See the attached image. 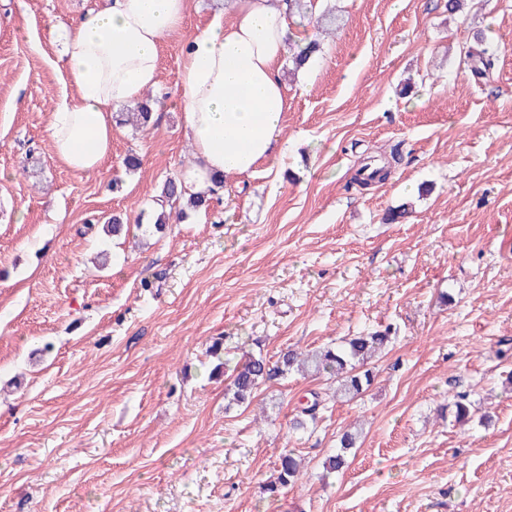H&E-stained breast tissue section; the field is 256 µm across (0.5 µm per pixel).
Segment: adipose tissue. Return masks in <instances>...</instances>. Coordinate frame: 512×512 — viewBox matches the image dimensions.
<instances>
[{"label":"adipose tissue","instance_id":"1","mask_svg":"<svg viewBox=\"0 0 512 512\" xmlns=\"http://www.w3.org/2000/svg\"><path fill=\"white\" fill-rule=\"evenodd\" d=\"M186 0H94L59 29L65 87L49 127L72 170L98 171L112 151V109L159 85V47L181 25ZM291 30L283 0H235L232 20L213 15L181 54L183 123L195 150L180 182L210 194L220 175L275 161L286 110L280 74Z\"/></svg>","mask_w":512,"mask_h":512}]
</instances>
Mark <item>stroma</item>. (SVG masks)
<instances>
[{"instance_id": "obj_1", "label": "stroma", "mask_w": 512, "mask_h": 512, "mask_svg": "<svg viewBox=\"0 0 512 512\" xmlns=\"http://www.w3.org/2000/svg\"><path fill=\"white\" fill-rule=\"evenodd\" d=\"M90 3L0 0V512H512V0H324L336 35L286 82L276 162L146 235L193 161L182 45L234 0H189L160 47L153 125L117 123L86 175L48 125L55 29ZM478 46L496 56L479 81ZM395 147L386 181L350 186ZM115 215L129 232L108 242ZM387 326L352 400L297 373L247 405L224 397L248 356ZM313 392L315 423L291 431ZM459 392L475 421L455 422ZM356 423L348 468L324 478ZM286 448L303 475L265 494Z\"/></svg>"}]
</instances>
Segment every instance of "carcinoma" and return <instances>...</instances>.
<instances>
[{"mask_svg": "<svg viewBox=\"0 0 512 512\" xmlns=\"http://www.w3.org/2000/svg\"><path fill=\"white\" fill-rule=\"evenodd\" d=\"M318 50L319 43L316 40H311L305 46L298 48L292 54L294 70L297 71L306 66ZM468 56L472 60L471 72L476 76H484L494 67V54L486 48L478 52L470 50ZM131 111L145 127L153 120L152 106L148 99L139 101L131 107ZM153 203L155 219L150 229L161 233L169 223L170 216L180 214L186 206L196 209L207 208L210 206V198L204 195L185 198L179 178L174 176L166 179L161 191L154 197ZM389 342L388 332L374 331L350 338L335 347L328 346L318 351L302 353L288 350L273 364L261 356H250L234 369L232 384L225 392V399L230 404H244L252 398L255 390L261 385L294 370L311 374L325 372L335 379L334 397L353 399L371 386L372 372L366 369L365 365ZM322 403V396L314 395L310 404L302 407L293 420V428H303L307 420L316 419V413ZM453 407L457 422L464 423L469 420L471 414L469 394L464 392L454 395ZM359 438L360 434L357 432H343L339 450L325 458L323 469L328 473L344 471L348 467L346 453L356 447ZM300 476V463L293 456V452L287 451L281 455L276 476L265 486V491L272 495L279 489L296 483Z\"/></svg>", "mask_w": 512, "mask_h": 512, "instance_id": "carcinoma-1", "label": "carcinoma"}]
</instances>
